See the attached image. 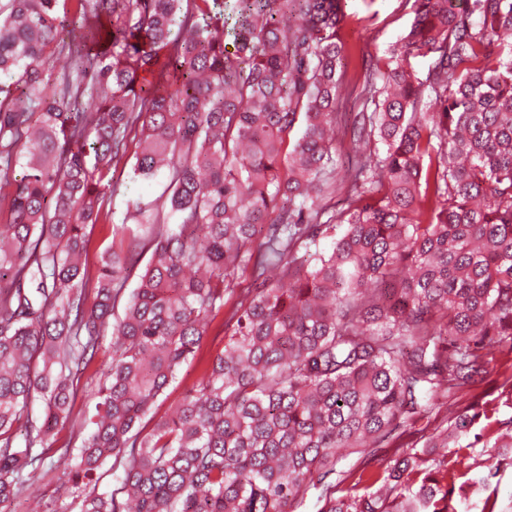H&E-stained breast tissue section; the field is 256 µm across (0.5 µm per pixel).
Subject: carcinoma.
Returning a JSON list of instances; mask_svg holds the SVG:
<instances>
[{
  "label": "carcinoma",
  "mask_w": 512,
  "mask_h": 512,
  "mask_svg": "<svg viewBox=\"0 0 512 512\" xmlns=\"http://www.w3.org/2000/svg\"><path fill=\"white\" fill-rule=\"evenodd\" d=\"M59 2L0 0V504L57 453L80 512H454L461 451L512 447L416 428L512 352V0H413L340 179L341 0H71L67 39ZM120 163L165 185L118 219ZM218 326L219 320L217 319L211 324L208 335L204 337L194 361L184 367L179 378L167 390L166 393L169 394V396L163 406L160 407L159 415L162 414L170 404L181 398L185 390L190 388L193 383L197 381L206 367V361L211 355H214L216 349L221 346H218L219 339L214 341V336L218 332Z\"/></svg>",
  "instance_id": "carcinoma-1"
}]
</instances>
